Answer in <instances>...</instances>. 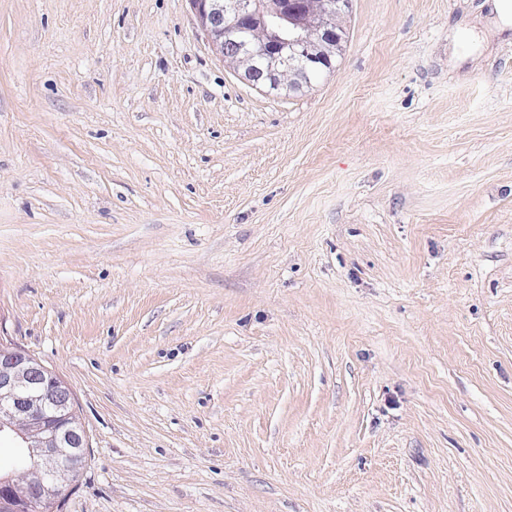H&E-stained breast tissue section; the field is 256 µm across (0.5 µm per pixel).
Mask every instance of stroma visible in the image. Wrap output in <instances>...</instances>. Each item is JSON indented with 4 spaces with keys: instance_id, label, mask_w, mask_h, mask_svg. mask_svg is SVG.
Listing matches in <instances>:
<instances>
[{
    "instance_id": "1",
    "label": "stroma",
    "mask_w": 512,
    "mask_h": 512,
    "mask_svg": "<svg viewBox=\"0 0 512 512\" xmlns=\"http://www.w3.org/2000/svg\"><path fill=\"white\" fill-rule=\"evenodd\" d=\"M311 87L189 0H0V346L51 512H512V24L351 0ZM10 429L29 450L21 479H1L0 502L15 512L39 511L69 486L85 456L86 435L68 389L40 363L0 348V433Z\"/></svg>"
}]
</instances>
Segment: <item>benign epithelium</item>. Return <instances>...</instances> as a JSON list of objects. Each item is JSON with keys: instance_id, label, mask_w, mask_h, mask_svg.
<instances>
[{"instance_id": "obj_1", "label": "benign epithelium", "mask_w": 512, "mask_h": 512, "mask_svg": "<svg viewBox=\"0 0 512 512\" xmlns=\"http://www.w3.org/2000/svg\"><path fill=\"white\" fill-rule=\"evenodd\" d=\"M351 0H190L214 49L247 82L294 92L333 69L340 18ZM10 429L29 450L22 478L0 481V502L37 512L79 472L86 435L68 389L40 363L0 348V433Z\"/></svg>"}]
</instances>
